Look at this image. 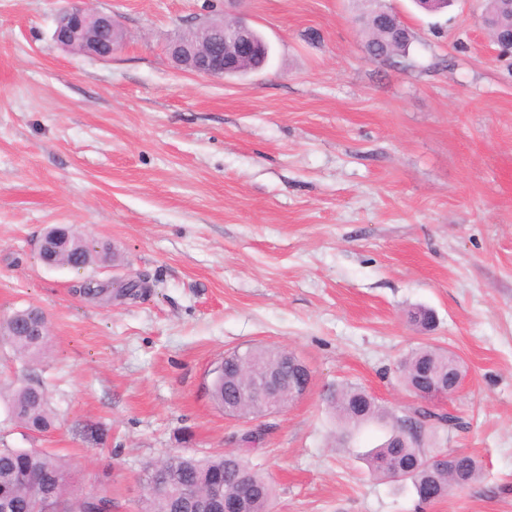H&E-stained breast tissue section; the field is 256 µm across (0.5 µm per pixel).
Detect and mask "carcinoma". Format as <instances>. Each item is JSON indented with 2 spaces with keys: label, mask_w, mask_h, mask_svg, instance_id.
Masks as SVG:
<instances>
[{
  "label": "carcinoma",
  "mask_w": 512,
  "mask_h": 512,
  "mask_svg": "<svg viewBox=\"0 0 512 512\" xmlns=\"http://www.w3.org/2000/svg\"><path fill=\"white\" fill-rule=\"evenodd\" d=\"M359 21L366 35L365 48L373 58L383 56L389 60L408 55L411 44L409 30L392 23L384 24L381 15L375 12V5L363 0ZM44 238L50 240L54 247V262L59 267L78 272L96 261H112V247L107 241L81 235L78 243L67 245L58 240L55 227L49 228ZM144 283L145 278L140 275L117 285L85 281L75 292L100 304H110L114 298L140 292ZM42 317L39 309L30 307L0 322V337L11 344L16 354L31 363L40 361L48 343V337L33 335V329ZM407 317L423 332L431 330L435 323L433 311L424 306L411 308ZM248 351L250 365L282 366L289 378L299 377L308 381L306 371L295 363L296 356L277 352L273 346H254ZM227 365L228 372L213 380L211 395L214 401L226 410L254 405L253 401L238 395L250 370L240 368L233 358L227 361ZM460 369L461 362L454 353L428 345L411 351L400 364L405 386L418 399L427 388L449 382L453 372ZM326 400L347 430L366 424L390 425L387 439L367 456L370 474L390 481L397 473L404 474L403 480L412 483L423 502L444 498L448 496V489L468 486L480 476L479 461L463 450L446 451L442 462H430L433 454L426 450V440L439 429L460 427L461 421L454 415L437 414L418 404L398 417L380 406L364 389L353 385L336 388L329 392ZM6 408L11 419L33 433L42 434L54 426V410L37 381L10 390ZM216 475L224 479L229 496L235 494L241 483L247 484L250 495L244 512H269L273 497L271 486L235 453L206 459L170 455L150 465L144 483L155 484L157 489L145 497L143 510L192 512L193 504L187 501L185 490L192 488L202 495L211 477ZM71 483L69 465L46 450L0 449V512H53L58 504L70 508L75 499Z\"/></svg>",
  "instance_id": "1"
}]
</instances>
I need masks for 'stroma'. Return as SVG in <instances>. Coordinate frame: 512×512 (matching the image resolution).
I'll use <instances>...</instances> for the list:
<instances>
[{
    "label": "stroma",
    "mask_w": 512,
    "mask_h": 512,
    "mask_svg": "<svg viewBox=\"0 0 512 512\" xmlns=\"http://www.w3.org/2000/svg\"><path fill=\"white\" fill-rule=\"evenodd\" d=\"M67 2L0 0V319L34 306L50 325L35 366L0 341V385L40 381L56 413L38 435L0 402V448L56 454L75 494L139 512L148 465L240 450L252 425L213 400L214 370L277 346L312 380L243 452L272 512H512V56L476 0L437 15L387 0L414 36L388 61L367 53L355 0H84L126 34L105 60L54 41ZM240 15L271 47L262 71L167 56L178 33ZM56 224L116 260L46 267ZM137 274L136 299L75 292ZM417 304L433 330L409 322ZM426 344L466 373L434 402L464 427L428 449L472 453L481 476L422 503L368 474L386 428L343 436L323 394L358 385L403 415L398 365Z\"/></svg>",
    "instance_id": "obj_1"
}]
</instances>
